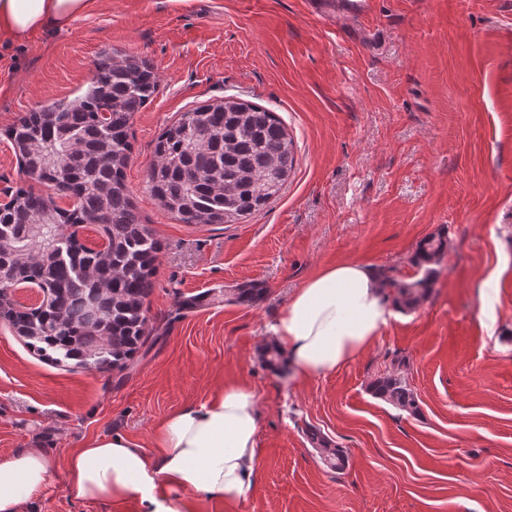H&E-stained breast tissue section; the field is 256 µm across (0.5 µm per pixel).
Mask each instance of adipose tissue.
I'll return each instance as SVG.
<instances>
[{
    "mask_svg": "<svg viewBox=\"0 0 512 512\" xmlns=\"http://www.w3.org/2000/svg\"><path fill=\"white\" fill-rule=\"evenodd\" d=\"M97 0H0V42H19L36 30H64ZM393 316L381 273L356 261L310 277L291 296L267 332L285 358L289 384L336 372L362 354ZM260 415L254 392L229 384L207 403L184 407L154 430L156 453L125 438H98L73 449L66 462L69 493L121 512H200L205 501L236 504L253 488ZM54 479L43 449L26 448L0 460V512H32Z\"/></svg>",
    "mask_w": 512,
    "mask_h": 512,
    "instance_id": "ef3b65f1",
    "label": "adipose tissue"
}]
</instances>
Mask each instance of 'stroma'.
<instances>
[{"label":"stroma","mask_w":512,"mask_h":512,"mask_svg":"<svg viewBox=\"0 0 512 512\" xmlns=\"http://www.w3.org/2000/svg\"><path fill=\"white\" fill-rule=\"evenodd\" d=\"M112 47L159 74L126 170L162 245L153 331L118 373L42 360L0 322V457L36 445L55 470L34 512H113L67 492L68 453L115 435L151 446L164 417L230 383L258 395V478L202 512H512V0H374L339 26L305 0H100L68 30L0 44V132L83 94ZM227 95L276 112L293 170L241 223H182L146 189L155 141ZM441 230L429 297L356 361L297 388L264 363L267 325L311 274L357 260L413 280L410 257ZM250 283L261 303L225 301ZM388 372L419 415L371 394ZM311 426L344 449L343 470L323 465Z\"/></svg>","instance_id":"35a3bbf8"}]
</instances>
